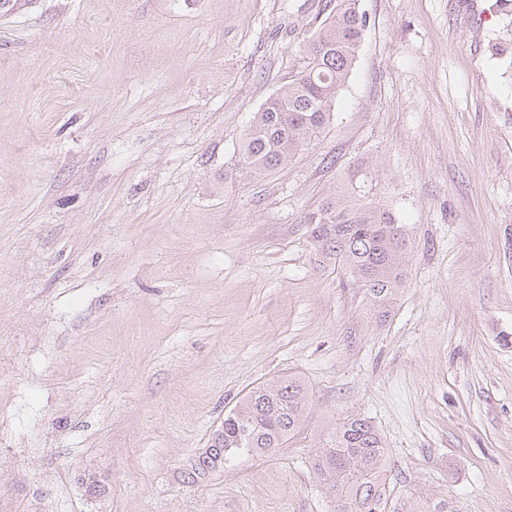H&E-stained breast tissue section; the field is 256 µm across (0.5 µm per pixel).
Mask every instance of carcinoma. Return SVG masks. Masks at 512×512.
<instances>
[{"instance_id":"cac0c4a2","label":"carcinoma","mask_w":512,"mask_h":512,"mask_svg":"<svg viewBox=\"0 0 512 512\" xmlns=\"http://www.w3.org/2000/svg\"><path fill=\"white\" fill-rule=\"evenodd\" d=\"M319 31L301 49L302 64L288 84L253 116L240 147L242 168L260 177L292 161L322 136L348 81L367 27L358 0H328ZM370 168L349 170L333 197L307 218L310 251L318 264L343 272L377 322H386L402 285L407 239L383 200L369 197ZM309 391L288 375L263 383L224 414L209 451L189 477L242 455H261L294 439L305 422ZM388 448L366 419L350 417L314 458V472L334 512H391ZM414 512H458L447 498L424 500Z\"/></svg>"}]
</instances>
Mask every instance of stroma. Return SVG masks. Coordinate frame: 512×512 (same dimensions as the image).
<instances>
[{"mask_svg":"<svg viewBox=\"0 0 512 512\" xmlns=\"http://www.w3.org/2000/svg\"><path fill=\"white\" fill-rule=\"evenodd\" d=\"M326 2L0 0V512H333L311 462L353 416L402 512H512V6L360 0L329 127L250 177ZM368 162L409 238L381 325L305 222ZM288 374L298 437L188 482Z\"/></svg>","mask_w":512,"mask_h":512,"instance_id":"35a3bbf8","label":"stroma"}]
</instances>
